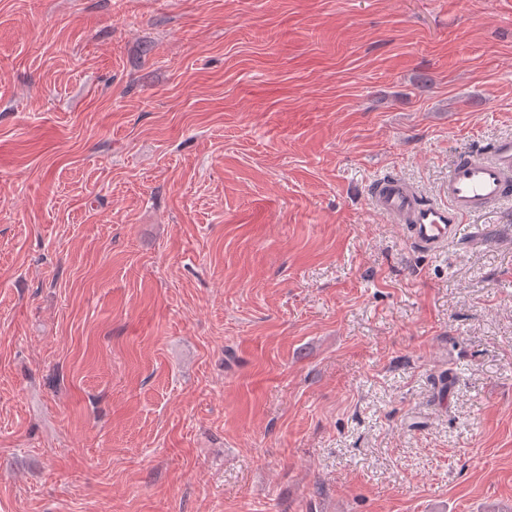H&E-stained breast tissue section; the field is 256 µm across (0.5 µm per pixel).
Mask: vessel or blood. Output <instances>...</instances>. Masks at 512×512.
<instances>
[{
  "instance_id": "vessel-or-blood-1",
  "label": "vessel or blood",
  "mask_w": 512,
  "mask_h": 512,
  "mask_svg": "<svg viewBox=\"0 0 512 512\" xmlns=\"http://www.w3.org/2000/svg\"><path fill=\"white\" fill-rule=\"evenodd\" d=\"M447 202H422L397 178L380 179L374 189L377 209L404 225L410 243L435 252L461 238V217L476 215L512 198V138L497 141L488 155L454 163L448 172Z\"/></svg>"
}]
</instances>
